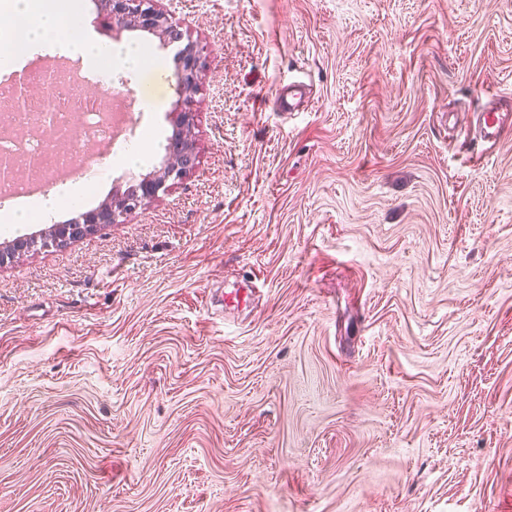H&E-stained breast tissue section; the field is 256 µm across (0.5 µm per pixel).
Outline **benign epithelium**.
<instances>
[{
	"label": "benign epithelium",
	"instance_id": "7a95c632",
	"mask_svg": "<svg viewBox=\"0 0 512 512\" xmlns=\"http://www.w3.org/2000/svg\"><path fill=\"white\" fill-rule=\"evenodd\" d=\"M155 0H100L101 10L118 31H142L157 36L167 46L178 48L180 68L175 74L176 90L180 95L195 92L199 56L191 43L184 42V32L174 23L169 14L153 6ZM11 97L16 109L29 103L35 89L27 83V77L17 78ZM177 132L166 148L162 167L148 175L138 185L122 193L112 195L98 208L85 212L77 219L64 224H55L41 240L22 238L11 245V252L20 254L38 248L63 247L70 242L96 231L102 224H120L128 214L136 211L159 191L168 188L170 180H180L190 174L197 165V153L191 137L195 135V112L187 107L175 113ZM28 168L15 162L0 159V178L24 179Z\"/></svg>",
	"mask_w": 512,
	"mask_h": 512
}]
</instances>
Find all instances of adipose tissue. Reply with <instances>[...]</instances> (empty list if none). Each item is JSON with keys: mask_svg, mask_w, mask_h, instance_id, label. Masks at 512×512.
Listing matches in <instances>:
<instances>
[{"mask_svg": "<svg viewBox=\"0 0 512 512\" xmlns=\"http://www.w3.org/2000/svg\"><path fill=\"white\" fill-rule=\"evenodd\" d=\"M11 20L27 19L29 26L23 43L25 46L66 41L68 47L84 57L104 64L119 61L128 68L136 67L140 60L138 48L129 46L118 51L111 44L98 41L87 31L81 17L78 0H0ZM87 196L84 183L70 186L66 195L56 194L23 202L20 206L0 216L6 224H39L47 221L58 210L60 199L69 204L81 205Z\"/></svg>", "mask_w": 512, "mask_h": 512, "instance_id": "1", "label": "adipose tissue"}]
</instances>
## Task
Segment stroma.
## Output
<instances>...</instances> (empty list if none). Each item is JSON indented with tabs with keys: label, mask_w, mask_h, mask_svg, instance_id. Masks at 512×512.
Masks as SVG:
<instances>
[{
	"label": "stroma",
	"mask_w": 512,
	"mask_h": 512,
	"mask_svg": "<svg viewBox=\"0 0 512 512\" xmlns=\"http://www.w3.org/2000/svg\"><path fill=\"white\" fill-rule=\"evenodd\" d=\"M81 5L151 51L111 78L153 136L56 224L158 169L182 103L175 48ZM157 6L198 164L0 265V512H512V0Z\"/></svg>",
	"instance_id": "stroma-1"
}]
</instances>
